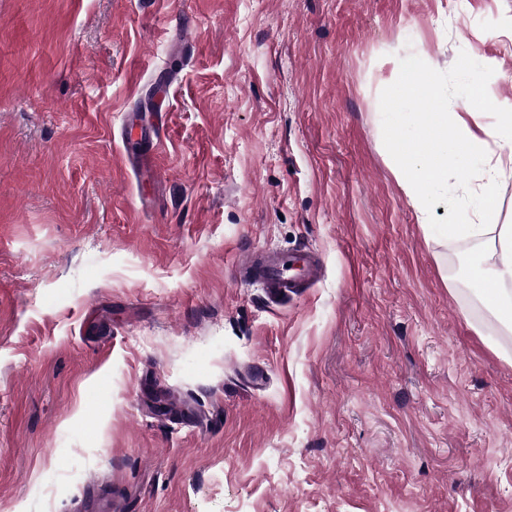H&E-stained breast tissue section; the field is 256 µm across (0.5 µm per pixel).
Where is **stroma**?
I'll use <instances>...</instances> for the list:
<instances>
[{"mask_svg":"<svg viewBox=\"0 0 512 512\" xmlns=\"http://www.w3.org/2000/svg\"><path fill=\"white\" fill-rule=\"evenodd\" d=\"M404 58L512 103V0H0V512H512V332L391 171ZM254 250L324 276L270 302Z\"/></svg>","mask_w":512,"mask_h":512,"instance_id":"1","label":"stroma"}]
</instances>
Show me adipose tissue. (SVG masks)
Masks as SVG:
<instances>
[{"label": "adipose tissue", "instance_id": "adipose-tissue-1", "mask_svg": "<svg viewBox=\"0 0 512 512\" xmlns=\"http://www.w3.org/2000/svg\"><path fill=\"white\" fill-rule=\"evenodd\" d=\"M399 79L395 91L414 96H428L429 112L423 113L425 137L407 142H389L392 171L403 185L410 199L422 203V190L429 185L447 181V168L443 163L449 144L461 150L477 153L486 141L467 124L452 121L446 111L447 103L435 95L425 70L413 60L396 64ZM512 176V162L498 169L495 176L483 185L479 207L484 218L480 224H424L427 235L433 237L470 238L477 242L475 253V282L478 286L495 288L499 302L495 312L503 325L512 330V225L496 221L498 187L501 179Z\"/></svg>", "mask_w": 512, "mask_h": 512}]
</instances>
